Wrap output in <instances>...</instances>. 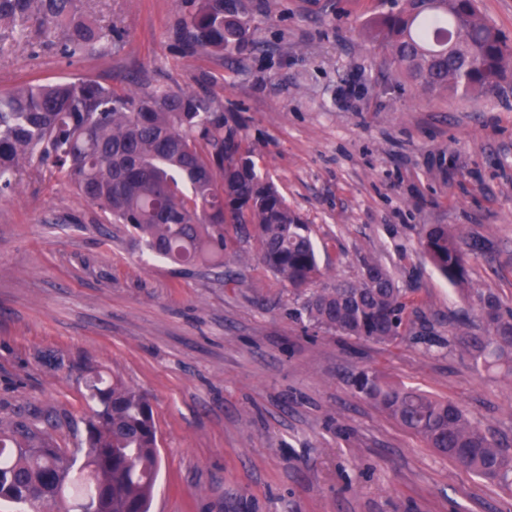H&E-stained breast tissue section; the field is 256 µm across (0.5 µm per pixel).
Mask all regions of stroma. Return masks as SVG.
<instances>
[{
	"label": "stroma",
	"mask_w": 512,
	"mask_h": 512,
	"mask_svg": "<svg viewBox=\"0 0 512 512\" xmlns=\"http://www.w3.org/2000/svg\"><path fill=\"white\" fill-rule=\"evenodd\" d=\"M120 28L75 61L0 33V89L88 75L196 88L234 113L258 171L310 226L324 283L361 256L409 288L440 332L478 309L418 244L423 224L492 240L471 287L512 309V73L495 95L429 94L400 81L370 29L379 0H249L258 48L241 64L182 56L179 0H83ZM223 265L179 271L34 165L0 198V420L53 409L70 448L89 369L146 391L161 470L150 512H512L484 482L380 414L364 368L460 404L512 451V373L458 352L379 344L295 320L293 290L254 240Z\"/></svg>",
	"instance_id": "obj_1"
}]
</instances>
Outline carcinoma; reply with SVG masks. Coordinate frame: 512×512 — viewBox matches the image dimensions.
Wrapping results in <instances>:
<instances>
[{
	"mask_svg": "<svg viewBox=\"0 0 512 512\" xmlns=\"http://www.w3.org/2000/svg\"><path fill=\"white\" fill-rule=\"evenodd\" d=\"M174 36L185 56L247 60L257 46L247 0H184ZM376 42L394 72L427 92L484 96L512 69L504 33L478 0H401L371 20ZM58 32L49 43L73 60L112 50L114 30L82 10L80 0H0V30ZM254 150L224 104L205 92L162 85L122 89L91 77L37 82L0 90V196L14 191L34 160L51 164L112 224L129 225L146 248L185 268L222 261L230 250L224 227L254 238L259 261L293 288L323 273L308 225L255 170ZM420 244L448 281L465 280L468 256L491 248L446 224H424ZM355 280L316 289L295 315L343 336L388 344L417 330L423 312L375 260H362ZM480 322L457 341L474 369L512 362V312L498 297L468 288ZM89 416L68 451L47 428L51 411L0 422V502L33 512L59 499L72 512H149L161 458L149 400L139 389L98 373L83 381ZM355 387L427 447L512 492V454L484 433L464 408L363 370Z\"/></svg>",
	"mask_w": 512,
	"mask_h": 512,
	"instance_id": "obj_1",
	"label": "carcinoma"
}]
</instances>
